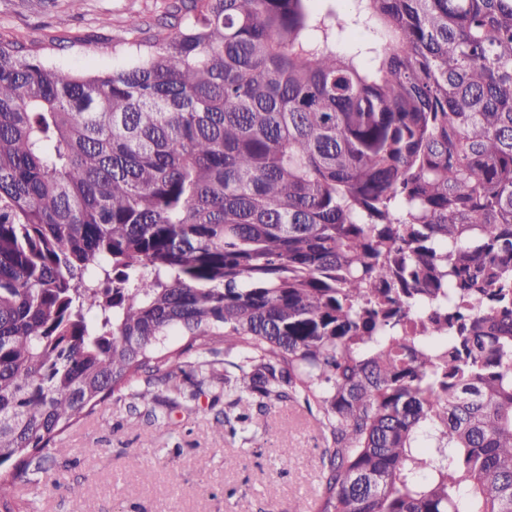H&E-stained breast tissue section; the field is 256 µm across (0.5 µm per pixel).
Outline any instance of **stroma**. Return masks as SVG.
Here are the masks:
<instances>
[{
  "label": "stroma",
  "instance_id": "35a3bbf8",
  "mask_svg": "<svg viewBox=\"0 0 512 512\" xmlns=\"http://www.w3.org/2000/svg\"><path fill=\"white\" fill-rule=\"evenodd\" d=\"M173 0H0V33L53 44L48 66L84 72L121 63L130 19L154 29ZM180 382L193 400L171 405L117 394L71 429L69 451L48 454L34 482L6 487L29 512H291L313 500L324 442L314 415L293 402L269 408L263 427L216 433L226 406L221 375ZM151 472L144 480L143 472ZM83 491L72 498L69 487Z\"/></svg>",
  "mask_w": 512,
  "mask_h": 512
}]
</instances>
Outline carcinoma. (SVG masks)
<instances>
[{"mask_svg":"<svg viewBox=\"0 0 512 512\" xmlns=\"http://www.w3.org/2000/svg\"><path fill=\"white\" fill-rule=\"evenodd\" d=\"M180 0L78 75L0 35V486L224 346L317 412L293 512H512V0Z\"/></svg>","mask_w":512,"mask_h":512,"instance_id":"obj_1","label":"carcinoma"}]
</instances>
